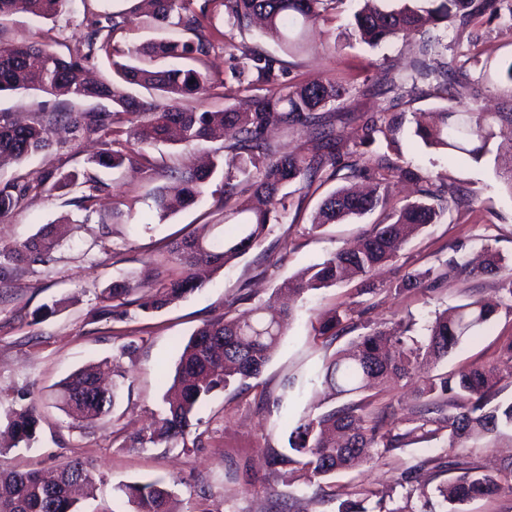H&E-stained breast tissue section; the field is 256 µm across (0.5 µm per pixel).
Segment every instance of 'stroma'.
I'll use <instances>...</instances> for the list:
<instances>
[{"label":"stroma","instance_id":"35a3bbf8","mask_svg":"<svg viewBox=\"0 0 512 512\" xmlns=\"http://www.w3.org/2000/svg\"><path fill=\"white\" fill-rule=\"evenodd\" d=\"M129 0H75L69 14L36 19L17 13L0 21V44L36 42L47 48L74 44L85 11L128 9ZM359 0H338L332 18L308 26L301 54H285L270 39L263 46L282 58L290 81L305 83L332 79L351 90L343 101L348 112H377L386 107L383 97L366 88L383 82L386 75L406 69L419 37L410 33L376 49L356 42L342 51L333 48L334 34L343 32L360 9ZM461 42L478 41L479 66L470 71V83L458 86L460 98L479 94L485 111H496L512 83L504 67L512 61V37L499 30L498 20L482 17L461 26ZM54 97L35 90L0 93V112L24 122L53 110ZM438 101L420 97L399 102L403 125L398 148L404 162L427 171L433 181H448L472 189L473 208H455L439 223L428 225L404 243L397 256L376 269L371 280L377 291L372 307L354 315L350 335L329 344L315 341L314 329L339 303L359 288V280L305 293L294 303V319L261 374L249 386L230 385L198 408L185 445L163 443L141 449L130 445L135 433L147 427L163 408V378L172 377L183 342L204 321L228 312L243 315L255 305L275 302L274 291L287 278L336 251L356 244L387 213L421 199L418 186L397 182L391 187L387 208L361 217L311 230L313 216L323 197L341 186V179L325 182L304 196H292L288 223L274 224L243 255L224 268L202 273L201 286L178 303L151 315L128 305L121 320L98 319L97 295L112 280L130 276L156 285L170 269L167 245L190 233L214 236L222 231L224 209L220 202L221 177L205 190V202L159 218L153 192L160 179L132 170H97L109 183L93 211L77 206L80 189L55 197H29L0 218V248L25 240L45 225L69 217L65 233L49 266L36 265L13 271L0 283V421L9 409L36 402L42 420L39 441L31 449L15 448L0 458V466L28 471L47 469L71 457L86 461L94 471L96 490L83 504V512H122L120 487L126 483L164 480L174 494L175 512H337L340 502L364 501L375 507L378 499L402 504L406 494L399 484L402 473L428 477L429 459L445 455L443 440L420 442L386 454L355 470L336 474L335 497H319L304 484L291 466H270L267 447L286 451L289 427L302 412L319 414L329 408L322 397L304 394L280 401L281 384L290 375H312L325 358L347 346L351 337L402 317L425 326L435 312L470 298L496 301L501 292L497 279L460 275L435 289H415L396 294L402 276L414 269L439 267L454 256L469 259L491 247L512 262V196L504 193L493 156L475 162L444 150L428 148L416 133L415 113L435 112ZM55 145L47 153L17 163L0 162V183L26 177L51 167L84 170L87 156L98 150L97 136H73L57 129ZM222 141L199 146L159 144L146 152L170 169L198 165L221 151ZM123 202L125 221L102 230L99 213ZM57 304L56 313L34 320L44 305ZM512 338V311L502 308L478 335L465 340L446 362L445 372L475 364L496 363L502 344ZM134 345L132 356L121 359L132 383L116 400L111 412L91 425L72 422L56 404L58 384L72 371L105 358L119 357L122 346ZM415 383L388 382L370 397L372 410L384 412L385 424L402 432L416 424Z\"/></svg>","mask_w":512,"mask_h":512}]
</instances>
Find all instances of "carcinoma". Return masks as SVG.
Listing matches in <instances>:
<instances>
[{
	"label": "carcinoma",
	"instance_id": "cac0c4a2",
	"mask_svg": "<svg viewBox=\"0 0 512 512\" xmlns=\"http://www.w3.org/2000/svg\"><path fill=\"white\" fill-rule=\"evenodd\" d=\"M130 14L96 13L85 19L74 45L57 52L31 42L0 45V92L37 89L69 99L106 100L111 108L72 112L56 108L44 112L28 124H19L0 113V158L23 162L53 147V130L64 125L75 132L109 135L113 127L127 121L132 127L125 142L114 138L88 159L93 168L116 169L139 165L153 175L174 181L175 187L157 190L154 204L160 217L196 204L218 169H223L222 203L230 215L243 216L236 223L235 237L188 236L172 248V259L181 272L156 288L134 279L114 282L102 289L98 314L123 319L127 297L144 313L156 312L197 290L200 284L190 273L197 265L222 268L238 258L265 234L268 225L288 218L287 188L297 183L309 189L338 176L346 169L351 177L373 176L376 190L361 194L339 187L319 205L311 229L340 223L387 206L392 179L425 182L426 200L408 204L389 224H377L360 245L340 250L305 268L280 290L303 294L336 285L348 275L363 278L361 295L376 293L369 284L372 272L396 257L407 238L430 224H436L451 207H470L474 194L448 182L433 184L419 167L392 159L388 151L396 144L403 117L397 112H373L353 117L355 141L338 138L336 122L343 113L335 103L350 90L335 80L298 84L287 79V71L277 57L259 43L244 36L255 20L263 22L262 35L297 52L302 47L298 25L327 21L336 9V0H204L199 8L194 0H132ZM429 7L399 9L365 6L356 11L347 37L370 47L394 42L409 31L420 33L418 56L403 73L388 78L378 90L390 96V103L419 95L446 102L439 122L430 124L426 113L415 114L416 135L432 147L453 150L478 162L490 153L507 148V162L497 165L500 181L512 193V99L498 112H482L478 97L463 101L456 85L468 78L470 67L479 63L471 50L460 47L452 23L464 24L476 16L489 14L502 20L503 30L512 33V0H429ZM72 0H0V20L16 13L39 19H53L70 11ZM223 7L226 34L241 36L228 42L236 83L232 103L218 111H198L182 106L183 98L210 95L216 85L208 73L193 66L202 62L213 48V25L209 5ZM150 18L161 27L174 28L179 35L127 48L121 60H112V76L93 79L89 63L115 56L113 35L124 29L130 15ZM191 37H183V33ZM143 89L149 97L137 95ZM282 127L304 139L306 148L288 153L269 141L266 131ZM234 132L224 146V156L206 167L173 171L159 167L139 146L168 140L177 133L186 145L210 142L224 132ZM85 186L79 207L89 210L109 184L84 171L67 173L48 170L32 177L0 184V217L18 208L31 193L47 197L57 192ZM59 245L57 234L41 229L26 241L0 250V260L14 265L47 266ZM480 275L499 278L512 309V267L499 252L486 249L476 270ZM442 274L433 268L406 273L399 290L435 288ZM355 308L339 305L315 330L314 338L332 342L350 328ZM497 307L472 298L438 314L422 338L410 335L413 322L401 318L392 326L375 328L358 337L350 347L325 360L314 379L331 396L376 389L387 379L411 377L425 363L436 364L454 352L468 337L482 330L496 315ZM288 326L283 316L268 315L256 306L247 317L227 313L205 321L183 345L175 374L164 396L165 408L145 431L132 439L144 448L149 444L185 440L195 420L198 406L232 381L241 383L258 377L272 350L285 336ZM107 376L111 385L101 393L94 384ZM512 377V339L502 348L495 365H470L454 372L431 375L417 390L418 425L404 433L385 428V415L366 407L344 403L317 416L302 414L289 436L291 454L267 449L268 463L293 464L296 471L317 486L316 493L328 492L323 482L338 472L355 469L376 456L405 446L416 435L429 439L447 432L446 461L436 460L435 468L446 467L458 475L437 486L438 503H433L425 487L408 474L406 505L385 512H465L463 506L477 498L512 496V463L497 472L475 466L465 452L468 443L499 439L512 430V401H494L495 389L504 376ZM128 376L118 361L105 359L84 366L60 383L56 401L67 412L92 423L107 415ZM12 447H32L39 415L35 403L12 408L6 415ZM10 447V448H12ZM0 448V456L10 452ZM95 484L85 461L74 458L60 463L47 478L38 470L19 472L0 467V512H82L77 492L94 495ZM129 512H174L173 492L160 480L134 482L119 487ZM417 504H412V501Z\"/></svg>",
	"mask_w": 512,
	"mask_h": 512
}]
</instances>
